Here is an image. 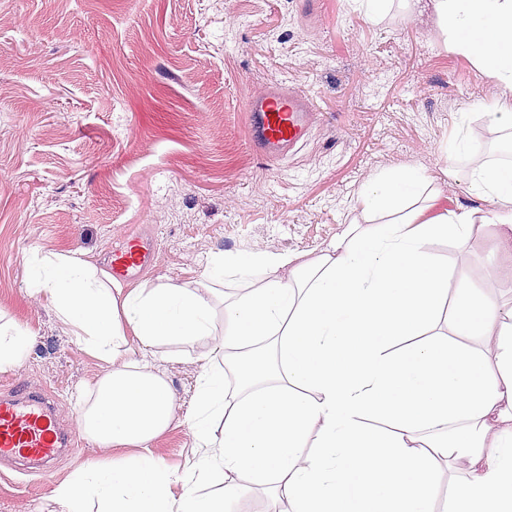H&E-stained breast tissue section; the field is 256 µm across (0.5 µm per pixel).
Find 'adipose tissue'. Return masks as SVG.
Listing matches in <instances>:
<instances>
[{
    "instance_id": "ef3b65f1",
    "label": "adipose tissue",
    "mask_w": 512,
    "mask_h": 512,
    "mask_svg": "<svg viewBox=\"0 0 512 512\" xmlns=\"http://www.w3.org/2000/svg\"><path fill=\"white\" fill-rule=\"evenodd\" d=\"M405 2L496 79L502 94L482 116L511 129L512 0ZM436 176L417 165L377 174L344 233L306 261L217 252L198 278L123 285L72 254L31 258L29 295L107 366L75 403L102 454L56 485L60 512L93 500L97 512H231L248 484L292 512H435L438 456L466 471L448 512H512V304L449 290L432 251L468 240L478 220L512 244V164L474 166L472 189L490 204L479 218L422 219L414 202ZM30 346L21 325L0 324V372ZM165 346L200 349L204 362L183 477L151 449L175 415L156 365Z\"/></svg>"
}]
</instances>
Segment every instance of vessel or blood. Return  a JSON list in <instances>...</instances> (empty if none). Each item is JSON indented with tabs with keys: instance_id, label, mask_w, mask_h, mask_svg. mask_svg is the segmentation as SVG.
<instances>
[{
	"instance_id": "b4317fda",
	"label": "vessel or blood",
	"mask_w": 512,
	"mask_h": 512,
	"mask_svg": "<svg viewBox=\"0 0 512 512\" xmlns=\"http://www.w3.org/2000/svg\"><path fill=\"white\" fill-rule=\"evenodd\" d=\"M248 135L256 150L273 157L295 147L308 134L315 116L308 95L299 89L271 88L249 97L244 105ZM157 245L143 236L129 237L113 249L112 276L126 279L131 271L153 263ZM55 400L46 391L19 382L0 393V458L50 461L60 449L74 447L79 427L59 430Z\"/></svg>"
}]
</instances>
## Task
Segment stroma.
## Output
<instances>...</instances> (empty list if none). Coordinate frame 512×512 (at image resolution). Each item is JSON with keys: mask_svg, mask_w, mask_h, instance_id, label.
I'll return each instance as SVG.
<instances>
[{"mask_svg": "<svg viewBox=\"0 0 512 512\" xmlns=\"http://www.w3.org/2000/svg\"><path fill=\"white\" fill-rule=\"evenodd\" d=\"M430 28L396 11L364 22L348 0H0V312L32 333L0 390L44 387L68 426L77 391L103 372L27 294L35 254L106 264L130 235L155 237L157 261L136 282L198 277L219 251L308 259L342 235L374 174L407 164L435 174L454 135H492L470 109L494 100L497 83ZM274 85L303 89L318 114L279 161L251 147L244 112ZM472 168L459 158L426 217L488 209ZM498 240V226L477 223L466 245L432 250L456 280L494 257L478 285L507 302L512 249ZM160 368L176 417L152 448L180 474L201 363L177 352ZM98 454L82 441L41 475L0 460V512H56L55 485Z\"/></svg>", "mask_w": 512, "mask_h": 512, "instance_id": "obj_1", "label": "stroma"}]
</instances>
